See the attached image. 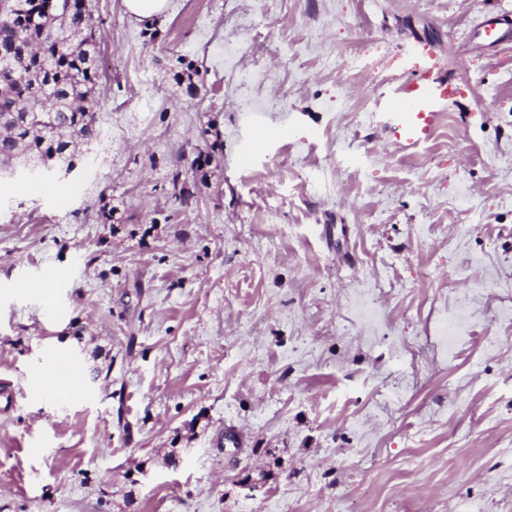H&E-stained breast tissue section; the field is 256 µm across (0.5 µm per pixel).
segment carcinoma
I'll list each match as a JSON object with an SVG mask.
<instances>
[{"label": "carcinoma", "instance_id": "carcinoma-1", "mask_svg": "<svg viewBox=\"0 0 512 512\" xmlns=\"http://www.w3.org/2000/svg\"><path fill=\"white\" fill-rule=\"evenodd\" d=\"M0 162L40 164L51 173L78 163L79 145L97 132L100 70L87 0H0ZM85 38L74 44L68 36ZM184 209L194 195L179 168L167 174Z\"/></svg>", "mask_w": 512, "mask_h": 512}]
</instances>
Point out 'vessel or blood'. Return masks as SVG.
<instances>
[{"label": "vessel or blood", "instance_id": "b4317fda", "mask_svg": "<svg viewBox=\"0 0 512 512\" xmlns=\"http://www.w3.org/2000/svg\"><path fill=\"white\" fill-rule=\"evenodd\" d=\"M455 92V87L444 79H421L399 87L394 100L397 122L389 129L391 137L403 149L419 147L431 136L439 110L446 107ZM52 358V370L46 374L43 384L34 386V396L68 392L70 382L80 376V367L66 350H55Z\"/></svg>", "mask_w": 512, "mask_h": 512}]
</instances>
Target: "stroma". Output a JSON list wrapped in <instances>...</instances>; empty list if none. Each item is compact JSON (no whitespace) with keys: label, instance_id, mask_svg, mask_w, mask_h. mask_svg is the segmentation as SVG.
<instances>
[{"label":"stroma","instance_id":"stroma-1","mask_svg":"<svg viewBox=\"0 0 512 512\" xmlns=\"http://www.w3.org/2000/svg\"><path fill=\"white\" fill-rule=\"evenodd\" d=\"M89 8L96 143L0 183V512H512V0ZM422 76L459 93L403 151ZM56 348L81 391L34 398ZM127 12L138 21L152 22L167 13L169 0H123ZM182 175V171L176 167L168 172L167 178L175 202L181 208L188 209L195 203V199L193 194L185 190V180L182 179Z\"/></svg>","mask_w":512,"mask_h":512}]
</instances>
